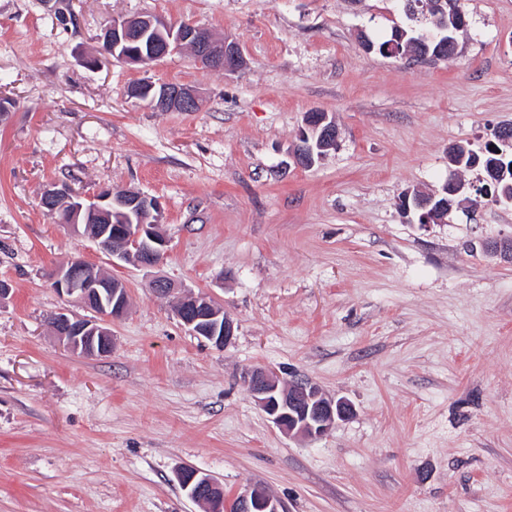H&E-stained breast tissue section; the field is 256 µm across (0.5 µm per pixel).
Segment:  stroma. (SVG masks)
Listing matches in <instances>:
<instances>
[{
	"instance_id": "stroma-1",
	"label": "stroma",
	"mask_w": 512,
	"mask_h": 512,
	"mask_svg": "<svg viewBox=\"0 0 512 512\" xmlns=\"http://www.w3.org/2000/svg\"><path fill=\"white\" fill-rule=\"evenodd\" d=\"M0 0V512H206L191 467L225 496L258 485L286 512H512V204L476 198L418 224L402 192L480 170L450 165L512 126V0H464L446 59L366 51L404 18L395 0ZM195 21L237 43V73L189 50L143 69L108 58L114 17ZM150 80L199 91L196 112L127 99ZM321 111L339 144L313 167L293 148ZM65 182L160 199L164 261L113 263L40 205ZM122 280L109 356L71 352L51 315L91 317L51 276L73 259ZM161 276L223 307L217 347L176 319ZM264 367L355 415L287 436L247 394ZM176 479L180 488L191 499L206 503L209 506V512L229 511L226 503L224 505L223 487L210 475L185 468L177 472Z\"/></svg>"
}]
</instances>
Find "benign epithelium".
Wrapping results in <instances>:
<instances>
[{"label": "benign epithelium", "instance_id": "7a95c632", "mask_svg": "<svg viewBox=\"0 0 512 512\" xmlns=\"http://www.w3.org/2000/svg\"><path fill=\"white\" fill-rule=\"evenodd\" d=\"M152 32L161 38L157 51L147 58L143 55H123L127 64L140 66L158 61L168 54L188 46L195 62L206 70L235 72L243 68L245 60L234 42H215L210 34L194 22L171 24L159 16L114 18L105 27L103 50L117 55L125 44L143 38ZM127 98L148 101L162 111L195 112L200 108L198 94L179 84L152 82L129 86ZM338 129L328 113L313 111L305 115L299 130L293 157L300 166H312L327 153L336 149ZM461 184L450 181L441 192L414 201L404 199L402 214L415 213L421 224L445 223L448 217V197L460 194ZM41 201L50 214H55L58 203L69 202L73 219L69 227L84 228L87 236L104 252L118 261H133L141 266L153 267L161 263L166 254V240L157 227L163 210L160 202L140 192L102 189L95 198L85 200L63 183H49L42 192ZM140 206L150 221L134 222L130 209ZM93 213L102 218L114 217L110 224H77L78 216ZM56 290L79 301L93 310L101 319H88L76 314L59 313L50 319L55 336L68 348L87 356H106L112 352V331L109 322L121 317L128 308V292L124 284L102 273L94 265L74 260L59 269L54 281ZM175 315L195 336L224 346L234 336L235 327L224 310L209 298L192 293L179 301ZM244 386L247 394L265 412L269 420L284 434L319 437L336 424L350 419L354 407L345 398L328 399L319 387L309 381L296 382L286 388L266 369L256 368L246 373ZM180 488L193 500L209 506V512H229L224 505V489L210 475L191 468L177 472ZM241 512H285L280 501L263 488L255 486L236 496Z\"/></svg>", "mask_w": 512, "mask_h": 512}]
</instances>
